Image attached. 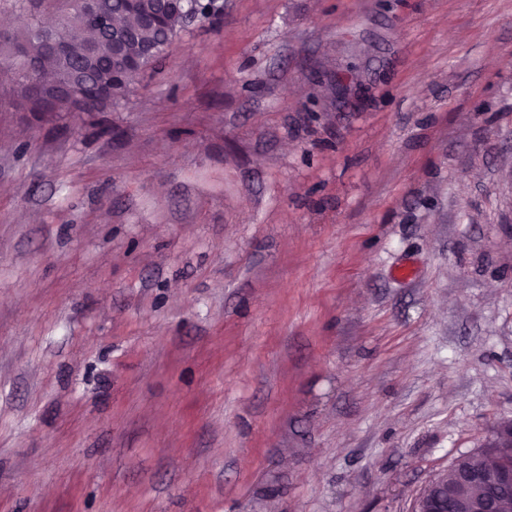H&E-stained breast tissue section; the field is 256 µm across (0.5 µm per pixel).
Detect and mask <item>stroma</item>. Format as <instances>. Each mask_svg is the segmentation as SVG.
Here are the masks:
<instances>
[{
	"mask_svg": "<svg viewBox=\"0 0 512 512\" xmlns=\"http://www.w3.org/2000/svg\"><path fill=\"white\" fill-rule=\"evenodd\" d=\"M223 3L0 79V512H411L512 421V0ZM9 2L12 8L31 17L25 30L12 37H2V43H8L11 56L17 72L14 74L13 97L27 112L36 114H51L53 112H107L115 109L127 101L133 92L135 85L142 77L152 70L164 57L169 47L178 39L186 29L189 22L184 13V6L173 10L168 14L166 27L155 29L145 24L143 15L150 10L155 0H143L141 11L136 13L123 11L124 0H99L103 1L104 8L112 14L116 21L122 24V29L133 31L135 39L118 48L115 38L111 34L98 35V29L91 25L86 15H94L97 10L98 0H1ZM41 7L52 8L58 15L54 16L52 23L40 26L41 32L53 31L65 24V40L67 44V56L64 60L53 52L38 35L37 19ZM82 31L85 36H77ZM3 38V39H2ZM145 49H153L152 54L146 58L141 67L131 69L117 77L112 76V98L106 94L99 98H90L73 107L67 105L55 106L50 102L51 79H45V75L56 76L63 67L82 75L91 81L77 77H57L53 92L57 103L65 104L73 99H87L92 93H104V90L95 83L107 84L111 80V65L120 51L140 55ZM93 53L97 60V66L88 65V57ZM35 54L41 62V73L37 76H27L23 72V55Z\"/></svg>",
	"mask_w": 512,
	"mask_h": 512,
	"instance_id": "obj_1",
	"label": "stroma"
}]
</instances>
